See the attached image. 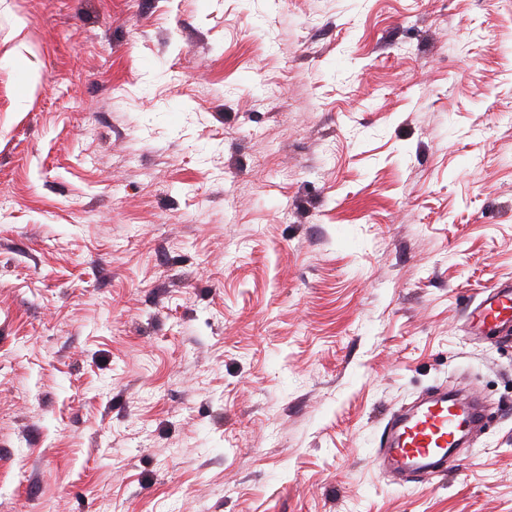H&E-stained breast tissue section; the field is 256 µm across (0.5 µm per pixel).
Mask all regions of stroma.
Masks as SVG:
<instances>
[{
  "label": "stroma",
  "mask_w": 512,
  "mask_h": 512,
  "mask_svg": "<svg viewBox=\"0 0 512 512\" xmlns=\"http://www.w3.org/2000/svg\"><path fill=\"white\" fill-rule=\"evenodd\" d=\"M509 281L512 0H0V512H512ZM512 321V285L498 284L485 293L467 314L472 331L481 335L494 334ZM479 414L466 399L448 397L446 390L433 392L392 420L381 452L383 466L407 477L441 471L451 449L459 446L462 423L476 425Z\"/></svg>",
  "instance_id": "35a3bbf8"
}]
</instances>
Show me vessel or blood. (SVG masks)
<instances>
[{"label":"vessel or blood","mask_w":512,"mask_h":512,"mask_svg":"<svg viewBox=\"0 0 512 512\" xmlns=\"http://www.w3.org/2000/svg\"><path fill=\"white\" fill-rule=\"evenodd\" d=\"M512 321V285L492 287L467 314L472 331L489 335ZM478 409L467 400L439 390L422 398L391 422L390 434L381 452L387 469L408 477L441 471L452 448L458 447L462 425H476Z\"/></svg>","instance_id":"vessel-or-blood-1"}]
</instances>
